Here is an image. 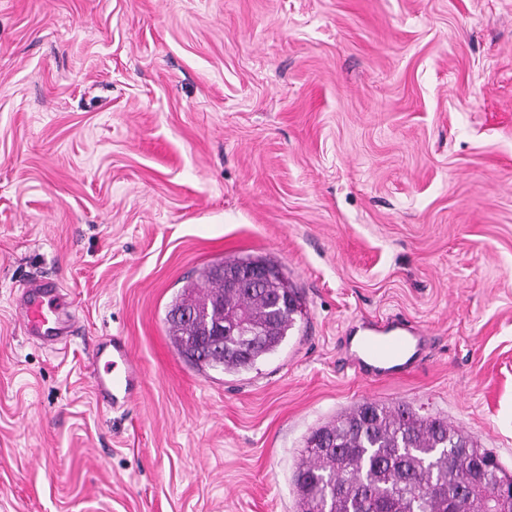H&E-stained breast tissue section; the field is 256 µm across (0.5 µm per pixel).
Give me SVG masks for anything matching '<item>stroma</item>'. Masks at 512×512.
Masks as SVG:
<instances>
[{
  "label": "stroma",
  "instance_id": "obj_1",
  "mask_svg": "<svg viewBox=\"0 0 512 512\" xmlns=\"http://www.w3.org/2000/svg\"><path fill=\"white\" fill-rule=\"evenodd\" d=\"M247 255L302 311L198 371L167 305ZM34 282L65 344L26 337ZM394 316L423 364L356 376L347 328ZM101 336L137 404L98 401ZM365 401L512 471V0H0V512H296L307 437ZM19 313L26 332L44 344L62 340L76 322L72 303L59 288L36 285L24 292ZM93 387L112 409L128 407L138 400L144 378L128 343L118 336L93 343ZM103 362L102 369L100 367Z\"/></svg>",
  "mask_w": 512,
  "mask_h": 512
}]
</instances>
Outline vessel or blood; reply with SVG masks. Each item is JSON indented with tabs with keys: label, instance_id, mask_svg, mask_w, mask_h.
<instances>
[{
	"label": "vessel or blood",
	"instance_id": "obj_1",
	"mask_svg": "<svg viewBox=\"0 0 512 512\" xmlns=\"http://www.w3.org/2000/svg\"><path fill=\"white\" fill-rule=\"evenodd\" d=\"M26 332L54 344L62 340L76 321L72 304L57 288L40 285L26 289L19 310ZM428 338L408 321L392 318L384 324L356 331L345 340L348 361L355 373L367 378L406 375L415 371ZM93 387L110 408L133 404L140 397L144 378L128 343L115 336L96 341Z\"/></svg>",
	"mask_w": 512,
	"mask_h": 512
}]
</instances>
